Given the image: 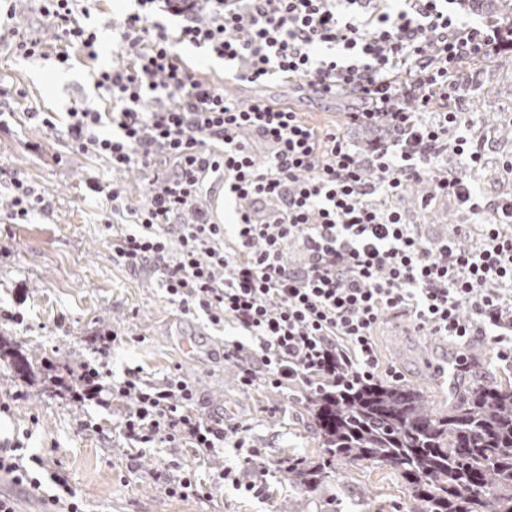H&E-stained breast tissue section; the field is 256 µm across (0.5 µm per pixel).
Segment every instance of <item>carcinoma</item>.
Masks as SVG:
<instances>
[{"instance_id":"1","label":"carcinoma","mask_w":512,"mask_h":512,"mask_svg":"<svg viewBox=\"0 0 512 512\" xmlns=\"http://www.w3.org/2000/svg\"><path fill=\"white\" fill-rule=\"evenodd\" d=\"M322 461L296 480L317 488L339 463L387 466L409 489L408 512H512V384L473 382L446 409L380 379L307 402Z\"/></svg>"}]
</instances>
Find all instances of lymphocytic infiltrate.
<instances>
[{"instance_id":"lymphocytic-infiltrate-1","label":"lymphocytic infiltrate","mask_w":512,"mask_h":512,"mask_svg":"<svg viewBox=\"0 0 512 512\" xmlns=\"http://www.w3.org/2000/svg\"><path fill=\"white\" fill-rule=\"evenodd\" d=\"M118 30L126 65L99 71L110 110L72 107L73 147L113 171L141 168L149 183L133 213L137 232L104 240L114 262L158 273L169 300L213 324L243 331L224 359L242 391L301 383L349 388L387 372L374 335L386 315L460 344L488 338L512 360V190H476L473 169L495 162L512 176V156L491 158L488 142L465 136L475 67L512 50V11L491 0H136ZM97 0H41L67 64L70 48L97 59V34L81 25ZM183 17L179 40L236 65L239 80L279 77L324 99L349 98L343 127L316 130L293 108L246 104L196 78L174 51L155 9ZM115 135L102 134V127ZM383 129L366 150L344 127ZM271 147L257 159L252 141ZM225 176L239 203L236 224L212 221L199 202L205 178ZM418 184L420 209L453 198L470 221L450 236L424 237L403 203ZM7 219L27 223L45 200L10 179ZM298 247L301 264L286 251ZM74 399L105 406L132 399L121 433L139 445L191 444L204 456L232 446L236 467L218 473L235 489L261 494L272 461L248 428L196 411V386L180 373L159 382L111 379L105 363L82 366ZM22 443L0 449V472L58 512H83L74 489Z\"/></svg>"}]
</instances>
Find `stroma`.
<instances>
[{"instance_id": "1", "label": "stroma", "mask_w": 512, "mask_h": 512, "mask_svg": "<svg viewBox=\"0 0 512 512\" xmlns=\"http://www.w3.org/2000/svg\"><path fill=\"white\" fill-rule=\"evenodd\" d=\"M12 5L16 30L40 37L46 55L25 59L11 45H0V112L11 115L9 125L0 128V171L27 180L46 207L24 224L0 222V348L7 351L0 357V401L11 405L9 413L0 414V441L23 438L27 454L56 463L87 512H326L330 507L335 512H406L408 486L385 467L341 465L335 480L309 490L274 466L262 494L245 496L215 481L219 471L235 466L233 449L210 460L189 447L133 449L118 434L132 407L130 399L114 400L105 410L71 401L67 389L76 385L81 364L104 358L93 337L112 328L119 341L104 359L114 379L136 371L159 381L179 372L198 386L200 410L249 424L251 438L270 447L273 458L315 462L320 457L302 387L242 392L233 367L224 361V341L238 338V331L212 325L203 314L184 312L166 298L152 271L113 262L102 237L104 222L129 231L132 217L113 212L104 191L89 194L87 182L97 180L104 189L121 184L134 206L144 201L149 185L139 169L115 173L102 159L72 149L68 111L77 102L100 112L108 108L94 73L121 63L112 46V24L133 9L132 0H101L98 42L105 52L92 61L71 49L65 66L54 60L58 44L38 0H12ZM175 50L197 77L243 102L293 107L318 129L343 123L345 102L322 100L285 80L263 85L236 81L223 61L185 44ZM479 72L468 104L474 119L469 134L488 138L495 155L510 154L512 139L499 137L497 127L512 113V52L496 55ZM34 111L49 113L53 127L30 120ZM408 219L430 238L468 221L453 201L410 210ZM16 312L23 314V324L11 322ZM375 342L383 366L397 367L407 384L422 388L436 405L441 393L430 370L435 361L452 363L464 354L473 361L466 382L489 374L512 381V363L501 362L480 337L463 351L452 341L414 332L406 322L387 317ZM14 352L32 360V376L15 372ZM86 418L99 423V431L80 430ZM185 467L206 485L208 497L165 495L158 474L172 478Z\"/></svg>"}]
</instances>
